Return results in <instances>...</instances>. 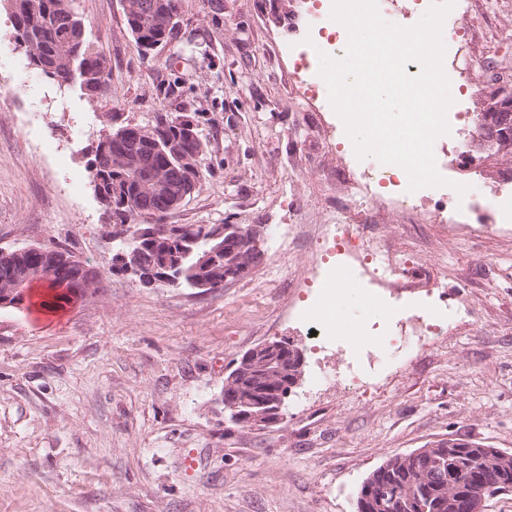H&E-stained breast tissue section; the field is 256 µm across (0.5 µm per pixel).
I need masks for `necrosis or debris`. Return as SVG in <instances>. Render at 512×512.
Here are the masks:
<instances>
[{
    "label": "necrosis or debris",
    "mask_w": 512,
    "mask_h": 512,
    "mask_svg": "<svg viewBox=\"0 0 512 512\" xmlns=\"http://www.w3.org/2000/svg\"><path fill=\"white\" fill-rule=\"evenodd\" d=\"M332 0H312L307 9L306 36L326 35L323 52L343 54L348 41L344 28L335 27L330 18ZM351 193L336 210L334 223L321 225L317 238L336 252L334 268L313 265L312 275H320L331 285H338L345 273H354L352 287L398 288L406 278L407 259L393 254L363 218L373 209L397 211L407 218L417 216V196L407 190L401 167L393 164L364 165L353 160ZM382 345L365 348L352 372L343 378L348 392L364 393L369 374L389 372L391 367L419 353L435 342V332L427 311L392 314L380 330Z\"/></svg>",
    "instance_id": "1"
}]
</instances>
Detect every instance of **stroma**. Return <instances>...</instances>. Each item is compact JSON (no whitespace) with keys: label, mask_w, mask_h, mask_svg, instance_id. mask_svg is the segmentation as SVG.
Returning <instances> with one entry per match:
<instances>
[{"label":"stroma","mask_w":512,"mask_h":512,"mask_svg":"<svg viewBox=\"0 0 512 512\" xmlns=\"http://www.w3.org/2000/svg\"><path fill=\"white\" fill-rule=\"evenodd\" d=\"M112 67V93L67 89L65 111L29 117L46 79L14 40L0 0V249L65 248L102 271L97 288L67 302L0 307V512H357L365 478L396 455L448 438L512 452V234L454 238L436 224L370 216L398 255L415 257L399 301L416 298L466 321L404 362L381 390L361 395L320 372L354 362L350 339L317 347L289 314L314 301L318 225L341 201L349 143L313 111L283 57L303 21L298 0H181L175 38L138 54L125 0H71ZM459 24L471 64L450 73L467 114L434 144L449 187L425 193L428 210L451 204L454 184L491 200L512 191V157L465 168L492 79L512 75V0H469ZM194 48H186V39ZM195 112L209 142L210 174L170 224L265 225L264 257L218 291L140 287L110 275L111 231L90 181L69 194L65 177L87 171L100 134ZM46 140L59 155L32 148ZM287 338L303 376L283 420L254 429L228 421L224 379L246 351ZM200 466L185 477L182 459Z\"/></svg>","instance_id":"obj_1"}]
</instances>
